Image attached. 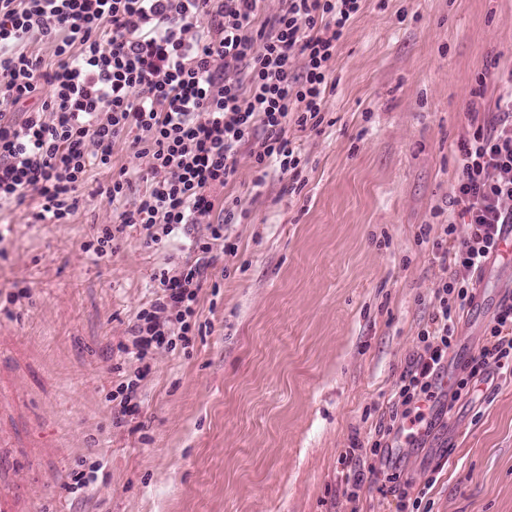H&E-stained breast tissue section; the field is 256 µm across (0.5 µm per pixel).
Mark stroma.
Segmentation results:
<instances>
[{
  "mask_svg": "<svg viewBox=\"0 0 512 512\" xmlns=\"http://www.w3.org/2000/svg\"><path fill=\"white\" fill-rule=\"evenodd\" d=\"M509 62L512 0H366L336 49L324 123L288 130L306 159L300 189L272 177L253 190L241 154L222 195L249 217L224 227L235 250L199 295L200 331L153 355L140 412L120 427L107 395L137 363L117 346L153 270L193 253L134 233L93 261L82 245L112 221L97 194L108 171L69 223L0 212V291L32 289L0 311V380L20 387L0 428L33 512H399L370 482L350 500L340 458L390 421L442 276L438 210L470 91L482 74L494 98ZM508 279L512 259L479 276L449 381L479 353ZM396 446L402 479L429 484L430 512H512V378L479 385L429 436ZM91 458L103 463L96 483L70 496L68 474Z\"/></svg>",
  "mask_w": 512,
  "mask_h": 512,
  "instance_id": "stroma-1",
  "label": "stroma"
}]
</instances>
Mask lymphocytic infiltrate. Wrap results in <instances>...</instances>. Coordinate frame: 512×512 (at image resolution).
<instances>
[{"instance_id":"lymphocytic-infiltrate-1","label":"lymphocytic infiltrate","mask_w":512,"mask_h":512,"mask_svg":"<svg viewBox=\"0 0 512 512\" xmlns=\"http://www.w3.org/2000/svg\"><path fill=\"white\" fill-rule=\"evenodd\" d=\"M364 0H0V208L28 206L35 223L65 224L95 170L114 176L104 193L112 221L83 246L98 260L138 232L145 247L189 234L194 263L155 270L121 356L135 358L108 398L114 424L138 411L147 360L189 345L199 294L224 244L225 225L245 218L217 192L237 173L241 151L254 188L270 176L297 183L304 164L289 127L319 130L336 89L329 63ZM51 47L52 60L30 51ZM498 94L471 91L468 130L457 142L458 173L442 231L443 274L420 345L391 397L390 425L370 445L352 442L347 486L360 489L388 466L387 439L408 426L420 440L441 407L493 374L512 375V297L505 299L465 378L442 388L457 322L476 298V278L512 224V65ZM129 142L141 170L115 168ZM206 232L190 235L191 226ZM465 233H458V225Z\"/></svg>"}]
</instances>
